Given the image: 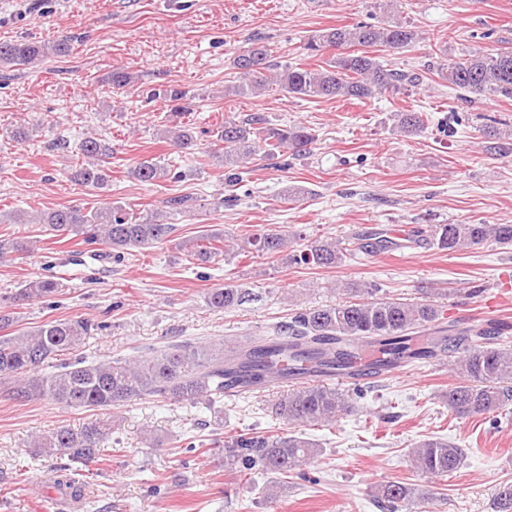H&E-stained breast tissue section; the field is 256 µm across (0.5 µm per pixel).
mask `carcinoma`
Segmentation results:
<instances>
[{"mask_svg":"<svg viewBox=\"0 0 512 512\" xmlns=\"http://www.w3.org/2000/svg\"><path fill=\"white\" fill-rule=\"evenodd\" d=\"M419 33L405 23L380 25L358 23L316 31L303 45L310 57L325 50L335 55L319 68L279 66L265 45H253L233 60L241 82L224 89V95H253L270 87L292 98L372 100L386 92H399L418 85L420 76L412 71L387 69L370 49L398 51L412 46ZM72 39L52 42L17 40L0 42V67L27 66L49 55L66 56ZM438 75L461 90L469 99L501 96L512 98V51L495 54L474 52L437 68ZM171 105L172 125L165 129L171 147L188 152L197 145L193 127L179 121L190 110L186 90L169 85L152 90ZM395 128L404 136L423 132L425 122L419 112L394 113ZM486 151L498 156L512 155V128L506 132L494 127L487 131ZM316 140L302 124L271 127L260 117L224 119L212 131L211 157L226 168L238 167L257 152L267 157L287 153L303 157ZM112 143L96 136L83 138L70 179L82 185L103 189L109 183ZM136 180L153 184L178 178L159 157L145 156L131 169ZM165 211L141 216L120 204L104 210L62 206L37 216L48 230L81 238L86 245L102 244L115 257L131 249L153 247L171 240L176 225L172 215L185 214L196 207L187 196L162 201ZM440 251H459L485 243L503 250L512 248V224H435L417 227L407 237ZM224 239L203 234L179 243L180 249L202 262L224 253ZM261 254L285 252L292 243L285 230L269 228L247 239ZM364 254H378L402 247V243L373 233L357 239ZM33 242L20 237L0 236V259L12 253H29ZM343 258L335 242L315 240L299 250L296 260L303 264L333 267ZM59 288L53 280H31L4 299L6 303L28 302L52 296ZM350 299L332 306L295 310L286 324L275 325L264 335L247 336L241 341L218 344L184 342L166 346L152 354L88 362L82 358L66 361L63 356L77 350L99 329L88 319L76 317L49 321L17 336H0V378L15 380L7 396L16 401L48 398L67 408L125 406L147 397L201 404L208 408L226 394L261 391L283 380L290 389L272 405V413L285 425L277 435L239 434L224 442L230 467L261 470L285 475L321 450L296 435V429L318 423H332L349 410L346 395L331 382L311 383L314 374L334 376L350 369L364 347L377 350L381 357L376 372L416 360L458 356L456 382L445 394L448 408L461 419L498 411L512 404V350L498 345V338L512 327L489 322L460 328L446 321L442 307L432 301L407 302L378 295L375 288L349 283ZM246 288L226 284L207 293V303L217 309H235L250 301ZM427 330L434 338L423 345L413 343V335ZM112 440V427L90 423L79 430L60 426L34 440L35 453L60 460V477L53 487L81 496L76 481L82 466L104 455ZM412 464L424 474L444 477L463 463L464 449L441 439H428L410 452ZM388 512L414 498L413 489L398 482L377 488ZM495 512H512V483L499 487Z\"/></svg>","mask_w":512,"mask_h":512,"instance_id":"obj_1","label":"carcinoma"}]
</instances>
